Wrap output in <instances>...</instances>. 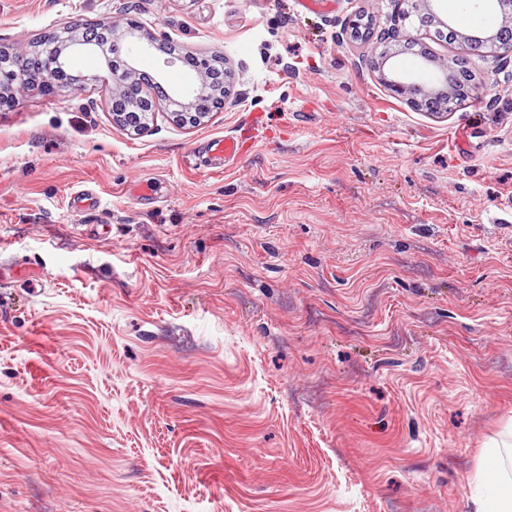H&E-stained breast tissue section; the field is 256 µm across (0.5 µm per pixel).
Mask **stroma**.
<instances>
[{"mask_svg":"<svg viewBox=\"0 0 512 512\" xmlns=\"http://www.w3.org/2000/svg\"><path fill=\"white\" fill-rule=\"evenodd\" d=\"M397 8L0 0V47L127 17L235 71L190 128L89 89L0 110V512H468L512 424V54L416 31L483 89L415 110L341 35ZM166 60L135 65L192 85ZM209 165L223 167L224 163L233 161L240 153V142L236 137H225L210 142Z\"/></svg>","mask_w":512,"mask_h":512,"instance_id":"obj_1","label":"stroma"}]
</instances>
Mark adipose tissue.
Wrapping results in <instances>:
<instances>
[{
	"mask_svg": "<svg viewBox=\"0 0 512 512\" xmlns=\"http://www.w3.org/2000/svg\"><path fill=\"white\" fill-rule=\"evenodd\" d=\"M488 470H477L469 480L470 512H512V434L486 444Z\"/></svg>",
	"mask_w": 512,
	"mask_h": 512,
	"instance_id": "ef3b65f1",
	"label": "adipose tissue"
}]
</instances>
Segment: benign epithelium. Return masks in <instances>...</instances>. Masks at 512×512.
<instances>
[{
	"label": "benign epithelium",
	"instance_id": "1",
	"mask_svg": "<svg viewBox=\"0 0 512 512\" xmlns=\"http://www.w3.org/2000/svg\"><path fill=\"white\" fill-rule=\"evenodd\" d=\"M442 0H411L412 12H403L393 19L391 26L381 29L376 39L382 43L403 42L416 47L414 55L419 58V65L413 71H403L390 60L395 54H385L372 61L373 68L378 72L380 82L394 94L406 99L409 104L421 111L448 112L451 104L463 95L479 93L481 86L475 82V77L465 80L458 75V66L447 60L433 56L426 48L419 45L417 39L404 33L402 22L414 16L420 27H436L448 35L452 42H462L475 55L487 53L504 42H512V0H496L491 8L500 13L501 20L494 28H476L462 32L458 30L451 16L441 10ZM121 31L127 39V44L134 47L140 54L154 44V37L143 32L141 27L132 20L115 19L112 28H102L92 23L82 27L70 28L66 40L48 47L50 63L40 74L30 76H15L8 80L0 76V108L12 104L16 92L22 91L41 80L42 87L48 91L58 82L57 76L67 68L69 54L84 52L94 54L99 51L101 43L108 35ZM106 74L101 76L102 88L107 90L108 112L112 122L134 132L141 131L146 123L144 114L135 111L137 97L133 94L136 83L141 81V74L134 62H126L117 69L112 59H104ZM196 83L186 89L177 90L175 94L184 99L183 111L170 113L171 120L181 126L193 127L205 118L204 110L208 104L219 101L225 102L231 95L234 83V72L224 69V82L215 80L211 62L203 58L194 67Z\"/></svg>",
	"mask_w": 512,
	"mask_h": 512
}]
</instances>
